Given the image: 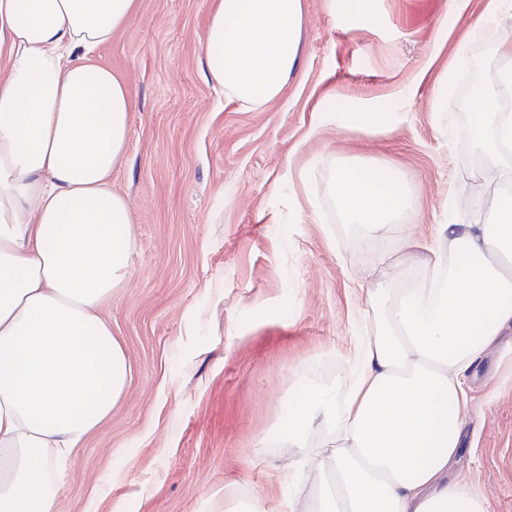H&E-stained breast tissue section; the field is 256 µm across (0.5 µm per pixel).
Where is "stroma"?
Masks as SVG:
<instances>
[{
    "instance_id": "obj_1",
    "label": "stroma",
    "mask_w": 512,
    "mask_h": 512,
    "mask_svg": "<svg viewBox=\"0 0 512 512\" xmlns=\"http://www.w3.org/2000/svg\"><path fill=\"white\" fill-rule=\"evenodd\" d=\"M212 0H139L95 60L128 82L134 108L112 186L132 207L127 287L100 315L132 369L111 414L64 463L62 512H205L216 491L292 498V448L256 450L309 364L357 362L368 304L356 278L404 239L471 218L476 193L454 160L473 151L463 106L504 65L512 21L467 38L491 0H376L373 26L304 0L298 72L279 97L225 104L202 61ZM467 63L454 67L459 43ZM443 99H436L440 86ZM387 107L394 131L342 127L340 106ZM397 171L415 208L384 237L343 223L340 161ZM512 328L481 360L452 474L491 512H512Z\"/></svg>"
}]
</instances>
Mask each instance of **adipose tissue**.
Returning <instances> with one entry per match:
<instances>
[{
    "mask_svg": "<svg viewBox=\"0 0 512 512\" xmlns=\"http://www.w3.org/2000/svg\"><path fill=\"white\" fill-rule=\"evenodd\" d=\"M138 0H0V512H59L63 463L129 386L125 352L100 308L130 278L127 198L112 188L133 110L126 81L93 54ZM303 0H213L206 77L249 111L283 92L299 64ZM478 161L494 187L488 221L441 224L428 257L367 289L371 319L344 395L297 388L276 435L314 473L309 512H490L450 476L475 363L512 323V115L472 95ZM346 223L384 233L412 208L393 169L331 173ZM207 512H297L262 492L216 495Z\"/></svg>",
    "mask_w": 512,
    "mask_h": 512,
    "instance_id": "obj_1",
    "label": "adipose tissue"
}]
</instances>
